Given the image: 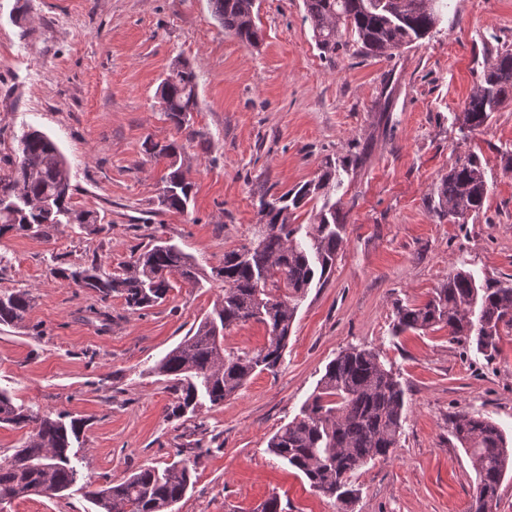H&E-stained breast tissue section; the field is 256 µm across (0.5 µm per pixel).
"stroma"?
Masks as SVG:
<instances>
[{
  "label": "stroma",
  "mask_w": 512,
  "mask_h": 512,
  "mask_svg": "<svg viewBox=\"0 0 512 512\" xmlns=\"http://www.w3.org/2000/svg\"><path fill=\"white\" fill-rule=\"evenodd\" d=\"M259 46L242 44L209 0H0V159L24 130L64 155L72 203L108 232L70 224L0 239V291L35 303L23 327L0 325V389L16 403L85 420L73 451L83 480L103 485L178 460L186 442L167 419L173 397L151 368L212 311L224 284L175 282L160 303L131 311L57 276L97 257L119 271L134 248L171 239L204 271L248 244L263 196L336 164L345 213L329 277L298 302L275 373H261L219 407H203L194 484L179 512H337L267 442L299 415L326 365L351 346L380 353L406 390L393 454L356 471L350 512H468L475 475L451 419L478 412L512 435V326L488 358L447 330L394 334L396 310L424 303L463 269L482 284L512 283V104L476 130L460 114L476 73L512 46V0H451L445 21L392 60L355 47L322 56L303 0H257ZM197 76L186 128L165 120L160 85L175 59ZM185 143L195 184L187 214L159 212L165 162L146 138ZM477 154L488 198L480 213L438 217L437 186L459 156ZM109 311V331L86 317ZM5 512H93L82 491L33 496Z\"/></svg>",
  "instance_id": "1"
}]
</instances>
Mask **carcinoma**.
I'll use <instances>...</instances> for the list:
<instances>
[{
  "label": "carcinoma",
  "mask_w": 512,
  "mask_h": 512,
  "mask_svg": "<svg viewBox=\"0 0 512 512\" xmlns=\"http://www.w3.org/2000/svg\"><path fill=\"white\" fill-rule=\"evenodd\" d=\"M256 0H211L214 15L243 43L259 44L254 22ZM316 46L322 54L353 44L366 57L393 59L401 49L424 38L442 21L445 0H304ZM195 72L176 61L161 84V111L180 130L197 101ZM512 102V49L502 48L484 64L475 94L461 119L472 129L485 126L492 113ZM144 151L168 161L161 177L165 212L185 214L193 198L189 169L180 163L185 144L146 139ZM0 173V237L27 235L63 224L103 231L93 211L72 208V188L66 161L42 131L30 128L19 139L18 153ZM339 172L327 162L320 175L281 196L260 200L259 212L268 220L250 244L224 255V266L212 278L224 281V296L193 326L176 347L152 367L169 383L173 402L167 418L198 416L202 401L210 406L238 392L256 372H273L288 345L296 304L317 279H324L336 262L342 243L341 201L332 194ZM436 213L463 218L482 210L487 182L482 160L475 154L458 159L437 190ZM322 204L308 224H297L296 213L309 202ZM195 287L210 278L194 257L167 240L132 252L118 273L105 272L91 259L63 277L75 287L106 301L116 295L126 307L142 310L166 297L172 277ZM26 289L0 291V324L20 326L33 306ZM256 321L268 328L267 344L255 351L224 349V334L234 326ZM512 325V285L479 286L474 276L458 269L423 304L402 305L396 331L448 329V336L472 344L487 356L498 350L501 326ZM405 391L380 353L349 347L331 360L317 391L300 414L270 438L267 450L297 470L310 487L345 510L356 490L351 475L372 460L387 458L398 447ZM0 424L25 430L22 445L0 467V503L31 495L62 497L76 485L79 472L70 449L84 423L65 416L40 413L0 389ZM452 434L475 473L476 488L469 512H486L496 501L502 481L512 472V442L492 420L474 412L452 419ZM195 462L185 457L164 468L144 466L113 483L85 491L96 512H174L193 486Z\"/></svg>",
  "instance_id": "cac0c4a2"
}]
</instances>
